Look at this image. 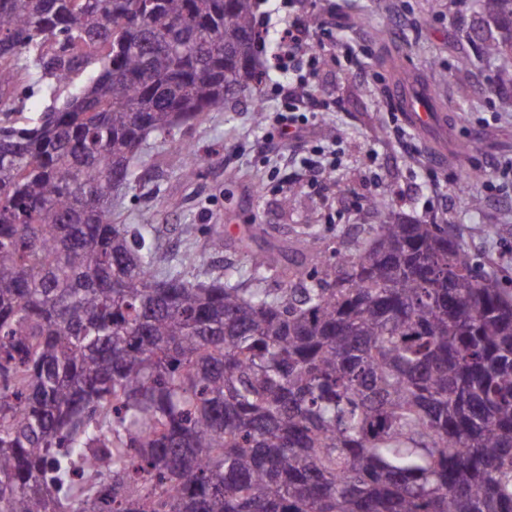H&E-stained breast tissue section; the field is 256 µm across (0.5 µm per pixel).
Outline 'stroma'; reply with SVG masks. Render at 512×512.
Returning a JSON list of instances; mask_svg holds the SVG:
<instances>
[{
	"mask_svg": "<svg viewBox=\"0 0 512 512\" xmlns=\"http://www.w3.org/2000/svg\"><path fill=\"white\" fill-rule=\"evenodd\" d=\"M481 0H307L297 16L319 14L333 29V47L321 55L312 90L334 102L317 114L309 145L337 149L341 162L325 193L291 178L292 163L305 146L268 147L266 133L280 101L278 85L292 77L275 62L277 42L259 58L266 79L259 89L264 120L254 123L248 100L176 130L175 137L203 159L199 177L184 181L168 144L148 138L143 147L140 187L120 198L123 223L149 229L167 263L184 253H202L200 272L222 273L233 265L248 272L240 246L264 249L268 237L285 244L282 263L301 261L303 230L319 234L325 251L339 238L359 235L378 218L367 200L385 197L395 217L430 219L448 225L479 265L512 278V179L489 199L486 184L494 162L512 157V52L482 55L474 24ZM365 41L373 58L349 59L339 44ZM400 57L405 71L418 74L442 104L457 144L478 143L477 151L440 160L422 135L401 119L386 85L371 74L381 57ZM470 66L459 71L461 57ZM402 136L409 148L394 145ZM467 189H460V182ZM224 237L222 251L206 248L210 229Z\"/></svg>",
	"mask_w": 512,
	"mask_h": 512,
	"instance_id": "35a3bbf8",
	"label": "stroma"
}]
</instances>
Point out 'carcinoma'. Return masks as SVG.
<instances>
[{
  "instance_id": "cac0c4a2",
  "label": "carcinoma",
  "mask_w": 512,
  "mask_h": 512,
  "mask_svg": "<svg viewBox=\"0 0 512 512\" xmlns=\"http://www.w3.org/2000/svg\"><path fill=\"white\" fill-rule=\"evenodd\" d=\"M254 11L0 0V106L45 101L0 117V512H512V288L448 225L372 197L244 282L116 222L149 135L263 81ZM479 27L512 51V0Z\"/></svg>"
}]
</instances>
